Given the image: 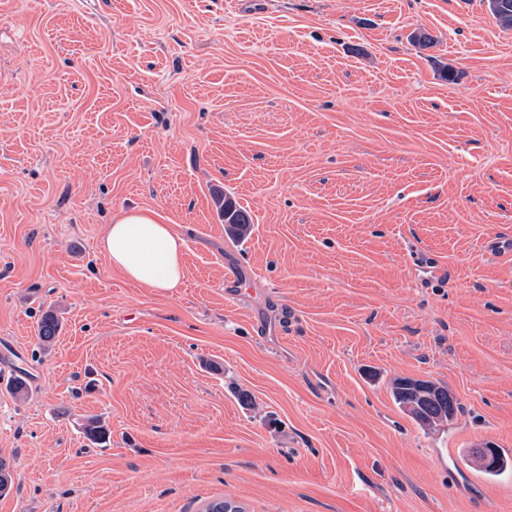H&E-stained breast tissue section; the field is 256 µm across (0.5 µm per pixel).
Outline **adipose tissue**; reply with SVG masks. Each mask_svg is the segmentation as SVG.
<instances>
[{"label": "adipose tissue", "mask_w": 512, "mask_h": 512, "mask_svg": "<svg viewBox=\"0 0 512 512\" xmlns=\"http://www.w3.org/2000/svg\"><path fill=\"white\" fill-rule=\"evenodd\" d=\"M101 244L113 268L141 286L171 290L183 279L185 242L153 211L124 210L105 225Z\"/></svg>", "instance_id": "1"}]
</instances>
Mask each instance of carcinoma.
<instances>
[{
    "label": "carcinoma",
    "mask_w": 512,
    "mask_h": 512,
    "mask_svg": "<svg viewBox=\"0 0 512 512\" xmlns=\"http://www.w3.org/2000/svg\"><path fill=\"white\" fill-rule=\"evenodd\" d=\"M488 8L496 22L504 29H512V0H488ZM227 224V232L235 238L245 236L249 229V217L227 196L217 200ZM62 323L53 311L46 312L37 324L40 344L48 348L57 339ZM392 396L403 410L416 404L419 410L411 417L425 427L437 426L450 419L448 416V389L431 381L411 378H396L392 383ZM87 437L96 444L106 442L107 431L100 422L91 419L84 427ZM13 487L11 465L0 458V497L10 493Z\"/></svg>",
    "instance_id": "obj_1"
}]
</instances>
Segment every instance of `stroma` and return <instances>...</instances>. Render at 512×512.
I'll return each mask as SVG.
<instances>
[{
  "label": "stroma",
  "mask_w": 512,
  "mask_h": 512,
  "mask_svg": "<svg viewBox=\"0 0 512 512\" xmlns=\"http://www.w3.org/2000/svg\"><path fill=\"white\" fill-rule=\"evenodd\" d=\"M131 206L184 239L179 288L100 249ZM509 233L487 0H0V512H512V458L471 455L512 448ZM217 203L227 224V232L235 238L245 236L249 229V217L226 195L219 198ZM62 323L53 311L46 312L37 324V337L44 348H49L57 339ZM392 396L395 403L408 411L411 417L425 427L437 426L453 418L455 408L448 416V406L453 405L455 398L448 389L431 381L411 378H396L392 383ZM426 396L434 399L429 400ZM441 404V408L437 404ZM416 404L420 411H411L409 406Z\"/></svg>",
  "instance_id": "1"
}]
</instances>
